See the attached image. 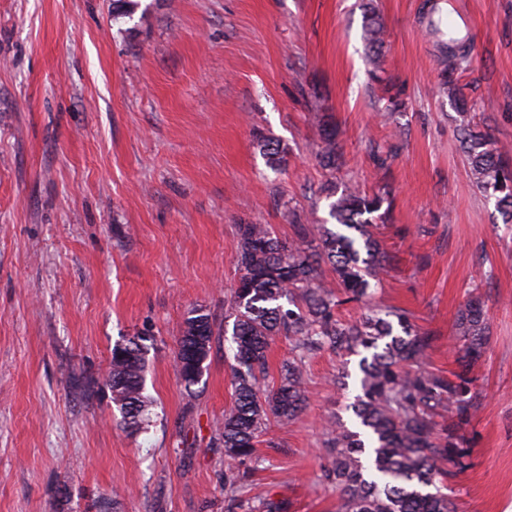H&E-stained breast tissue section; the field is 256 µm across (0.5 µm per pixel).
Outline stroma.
<instances>
[{
	"label": "stroma",
	"mask_w": 512,
	"mask_h": 512,
	"mask_svg": "<svg viewBox=\"0 0 512 512\" xmlns=\"http://www.w3.org/2000/svg\"><path fill=\"white\" fill-rule=\"evenodd\" d=\"M381 71L366 58L362 0H0V512H227L213 424L232 404L216 335L188 396L176 367L184 317L223 326L238 280L237 227L288 236L287 209L327 219L318 113L341 132L337 184L393 197L375 233L394 261L373 304L435 336L427 369L457 368L455 319L471 292L490 315L472 368L468 466L448 481L458 512H512V224L475 186L460 146L463 86L475 122L512 145V0H439L472 28V63L445 73L424 0H374ZM400 100L383 115V94ZM288 148L269 169L256 141ZM386 160L377 168L374 154ZM151 337L159 418L130 436L102 384L115 341ZM341 361L306 367L309 404L270 422L239 492L286 512H336L322 420L342 412ZM69 486V498L58 489Z\"/></svg>",
	"instance_id": "35a3bbf8"
}]
</instances>
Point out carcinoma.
<instances>
[{"label": "carcinoma", "instance_id": "cac0c4a2", "mask_svg": "<svg viewBox=\"0 0 512 512\" xmlns=\"http://www.w3.org/2000/svg\"><path fill=\"white\" fill-rule=\"evenodd\" d=\"M364 30L369 61L377 67L384 24L371 6ZM447 35L448 69H468L470 40L453 28ZM320 140L319 163L331 172L339 165L342 143L329 117L320 120ZM460 142L477 189L495 199L503 222L512 224V150L468 122L460 124ZM259 147L270 169L286 166L288 148L280 142L261 137ZM320 192L329 201L335 228L305 224L294 212L288 213L292 235L286 239L267 224L238 225L240 277L226 315L232 320L234 402L214 426L224 449V488L234 492L244 484L247 475L239 465L253 457L270 420L286 424L301 414L308 402L306 359L329 350L345 366L358 358L360 374L359 393L346 406L358 429L335 416L325 423L332 459L320 479L340 492L337 512H457L444 481L468 467L459 429L474 409L469 372L488 339L485 302L473 295L457 315L461 371L452 378L423 369L435 338L406 313L372 310L356 323L343 320L339 309L366 301L372 283L393 262L373 232L392 202L386 191L340 190L332 181ZM326 266L332 284L323 276ZM214 336L211 314L191 309L176 352L180 382L189 395L203 380L197 361L209 359ZM280 336L294 339L295 355L283 364L279 384L267 389V352ZM148 350L144 336L114 345L105 378L112 408L131 434L148 429L155 415L145 380Z\"/></svg>", "mask_w": 512, "mask_h": 512}]
</instances>
